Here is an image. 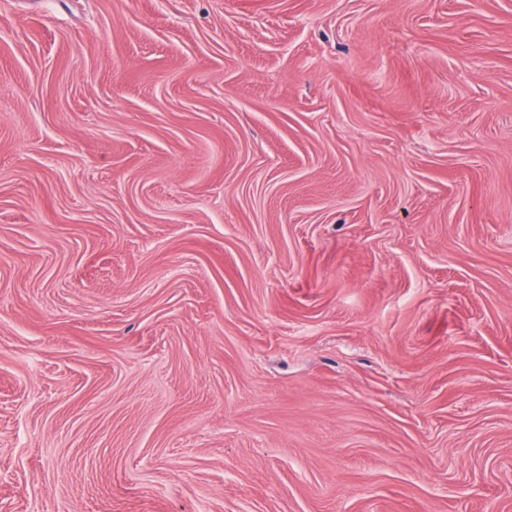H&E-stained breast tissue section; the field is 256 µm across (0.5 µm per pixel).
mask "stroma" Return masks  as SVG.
<instances>
[{
	"mask_svg": "<svg viewBox=\"0 0 512 512\" xmlns=\"http://www.w3.org/2000/svg\"><path fill=\"white\" fill-rule=\"evenodd\" d=\"M0 512H512V0H0Z\"/></svg>",
	"mask_w": 512,
	"mask_h": 512,
	"instance_id": "1",
	"label": "stroma"
}]
</instances>
